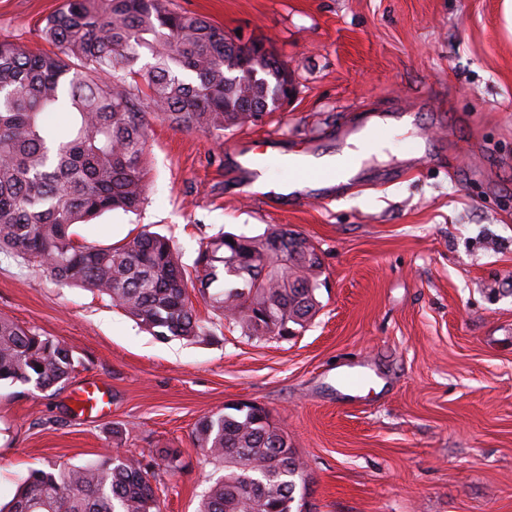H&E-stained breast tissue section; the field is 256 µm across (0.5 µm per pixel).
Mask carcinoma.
Returning a JSON list of instances; mask_svg holds the SVG:
<instances>
[{
    "mask_svg": "<svg viewBox=\"0 0 512 512\" xmlns=\"http://www.w3.org/2000/svg\"><path fill=\"white\" fill-rule=\"evenodd\" d=\"M39 34L51 51L0 41V254L108 297L160 340L210 335L190 284L219 325L245 336L281 339L305 328L320 310L317 247L309 257L269 247L292 229L216 237L191 272L172 241L147 227L110 245L80 243L72 231L101 213L143 206L147 116L220 143L224 131L249 123L244 106L261 119L280 110L282 68L259 66L223 27L170 0H63ZM59 111L70 114L62 134L48 121ZM76 368L66 342L0 314V382L56 393ZM193 439L224 464L199 512H294L306 466L267 411L204 415ZM153 480L139 459L106 448L80 467L29 470L0 512H160Z\"/></svg>",
    "mask_w": 512,
    "mask_h": 512,
    "instance_id": "cac0c4a2",
    "label": "carcinoma"
}]
</instances>
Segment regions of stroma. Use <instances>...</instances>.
<instances>
[{
	"label": "stroma",
	"mask_w": 512,
	"mask_h": 512,
	"mask_svg": "<svg viewBox=\"0 0 512 512\" xmlns=\"http://www.w3.org/2000/svg\"><path fill=\"white\" fill-rule=\"evenodd\" d=\"M62 0H0V41L37 51ZM227 34L270 40L294 93L223 144L159 120L149 127L147 200L76 225L108 245L141 226L185 265L202 243L271 225L319 249L318 314L297 335L228 328L161 341L108 299L63 288L0 256V313L72 347L55 394L0 385V504L29 469L80 467L103 448L151 460L162 512H197L219 477L193 440L198 419L265 407L306 464L310 512H512V31L502 0H172ZM392 145L349 182L291 195L243 191L239 148L259 145L278 190L286 157L341 149L372 117ZM362 371L366 383L344 385ZM107 389L102 414L71 391ZM127 433L113 442L112 428Z\"/></svg>",
	"instance_id": "35a3bbf8"
}]
</instances>
